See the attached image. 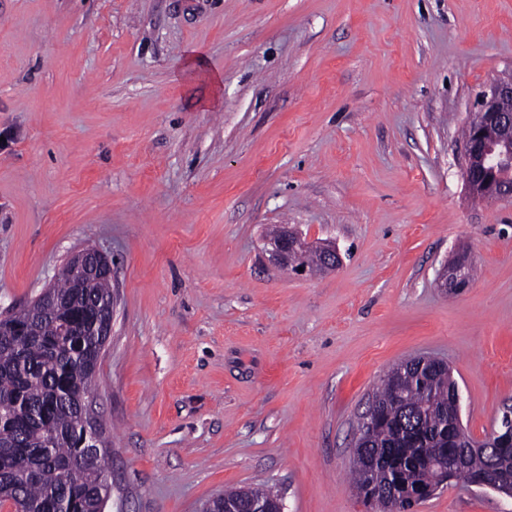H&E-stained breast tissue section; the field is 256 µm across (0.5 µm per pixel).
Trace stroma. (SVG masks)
<instances>
[{
  "label": "stroma",
  "mask_w": 512,
  "mask_h": 512,
  "mask_svg": "<svg viewBox=\"0 0 512 512\" xmlns=\"http://www.w3.org/2000/svg\"><path fill=\"white\" fill-rule=\"evenodd\" d=\"M512 79V0H0V316L112 259L93 409L111 512L264 485L365 512L357 425L392 367H452L466 430L512 405V203L463 132ZM336 246L308 276L277 226ZM467 248L458 294L437 286ZM418 512H512L449 485ZM267 245L269 246L268 251L272 259L281 268L290 270L296 274H302V272L308 271V266L319 270L318 267L321 259L310 249L317 248L322 254L324 259V271H334L340 265L339 253L334 245L329 243H322L315 246L310 245L301 234L288 226H281L270 235ZM307 250H310L305 257V262L308 266L303 264L302 256ZM299 267H302L303 271H298Z\"/></svg>",
  "instance_id": "35a3bbf8"
}]
</instances>
